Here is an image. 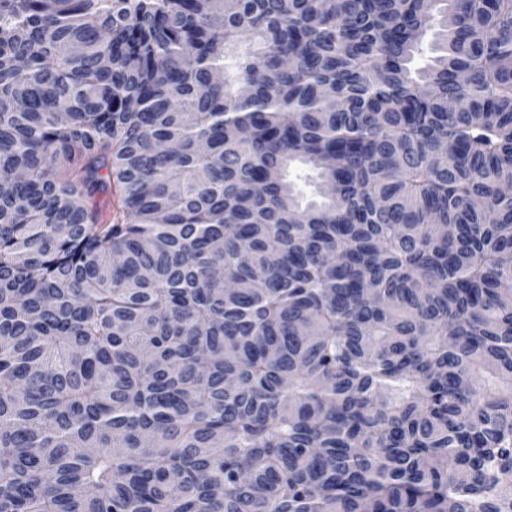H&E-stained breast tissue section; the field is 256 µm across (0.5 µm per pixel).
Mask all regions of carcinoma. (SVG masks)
Masks as SVG:
<instances>
[{"label": "carcinoma", "instance_id": "carcinoma-1", "mask_svg": "<svg viewBox=\"0 0 512 512\" xmlns=\"http://www.w3.org/2000/svg\"><path fill=\"white\" fill-rule=\"evenodd\" d=\"M507 182L512 0H0V512H512Z\"/></svg>", "mask_w": 512, "mask_h": 512}]
</instances>
